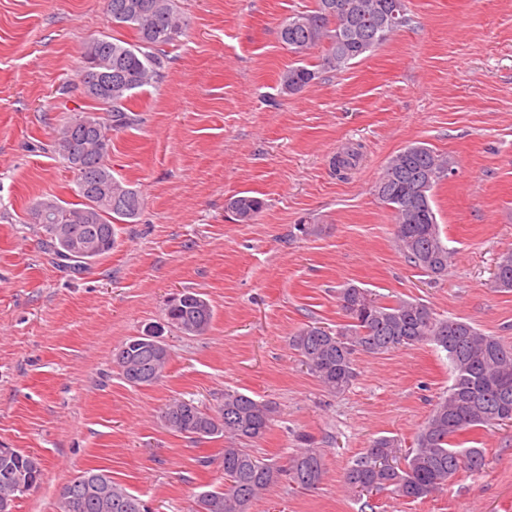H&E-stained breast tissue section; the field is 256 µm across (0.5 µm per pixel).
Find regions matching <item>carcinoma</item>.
Wrapping results in <instances>:
<instances>
[{
    "mask_svg": "<svg viewBox=\"0 0 512 512\" xmlns=\"http://www.w3.org/2000/svg\"><path fill=\"white\" fill-rule=\"evenodd\" d=\"M107 11L113 26L137 35L135 43L105 35L84 45L81 90L104 106L107 118H75L53 145L75 174V195L81 202L47 198L33 209L35 223L45 230L46 245L74 271L108 255L117 243V225L134 222L142 209L138 192L114 176L106 158L112 133L134 122L126 106L133 91L161 79L160 51L183 33L176 0H107ZM410 22L404 0H315L312 9L279 25L281 42L298 57L279 74L281 93L297 94L319 77V71L305 63L312 50H321L322 66L342 71ZM452 170L450 158L423 143L410 144L387 161L373 187L395 219L396 240L408 262L431 277L444 275L451 264L452 252L441 238L432 202L434 189ZM264 206L257 196L236 194L228 198L226 210L238 223L250 224ZM492 287L512 290V252L497 257ZM339 302L348 323L334 329L306 324L291 338L301 362L329 392L341 394L350 388L357 354L381 355L425 342L446 352L454 374L414 447L404 452L392 437L375 439L348 468L345 485L359 493L387 490L414 501L443 490L460 472L480 470L483 450L461 448L456 438L471 428L512 423V345L465 321L439 318L420 302L385 303L354 284L339 291ZM164 317L165 323L146 327L114 353L124 379L134 386L157 383L169 363V348L155 346L150 337L162 335L167 327L202 336L211 328L214 311L200 294L184 292L169 301ZM274 414L272 402L230 390L213 412L191 399L166 405L162 418L170 431L229 440L224 447V485L199 493L192 512H247L282 474L303 489L322 482L323 455L311 445L285 465L236 446L262 439ZM17 473L27 476V490L36 488L43 476L41 459L19 448L7 458L0 456V512H12L15 500L24 494L14 484ZM93 473L84 471L62 488L59 512H149L143 500L113 481L102 495L76 487L78 480Z\"/></svg>",
    "mask_w": 512,
    "mask_h": 512,
    "instance_id": "cac0c4a2",
    "label": "carcinoma"
}]
</instances>
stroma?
Returning <instances> with one entry per match:
<instances>
[{"label":"stroma","mask_w":512,"mask_h":512,"mask_svg":"<svg viewBox=\"0 0 512 512\" xmlns=\"http://www.w3.org/2000/svg\"><path fill=\"white\" fill-rule=\"evenodd\" d=\"M185 33L164 47L163 78L135 90L132 126L113 133L112 172L140 192L136 223L112 252L74 274L32 219L44 197L75 201L74 174L52 151L79 116L105 117L80 90L82 51L113 30L107 0H0V448L39 457L40 485L14 512H58L61 487L90 468L151 512H189L224 481L220 437L171 433L176 398L217 409L237 390L277 405L250 453L285 462L312 437L326 474L314 489L279 478L248 512H512V424L464 432L482 470L415 501L346 492V468L371 441L415 436L453 376L431 344L358 355L357 378L326 391L290 346L303 325L346 321L338 292L428 305L512 345V291L491 284L512 251V0H406L410 26L370 56L283 95L295 57L277 30L315 0H178ZM419 142L455 172L434 190L441 237L455 253L432 278L398 250L391 212L372 194L387 159ZM355 147L346 176L332 160ZM246 192L266 207L240 224L225 209ZM308 220L313 233L300 232ZM190 291L212 305L203 336L165 330L162 381L130 385L115 349L162 322Z\"/></svg>","instance_id":"stroma-1"}]
</instances>
